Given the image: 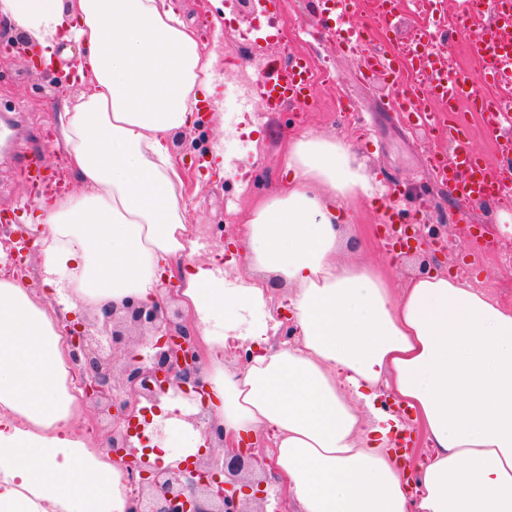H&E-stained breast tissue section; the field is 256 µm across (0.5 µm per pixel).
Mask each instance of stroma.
Segmentation results:
<instances>
[{
    "label": "stroma",
    "instance_id": "obj_1",
    "mask_svg": "<svg viewBox=\"0 0 512 512\" xmlns=\"http://www.w3.org/2000/svg\"><path fill=\"white\" fill-rule=\"evenodd\" d=\"M226 0H180L185 22L204 52L214 57L220 76L218 103L204 126L180 130L170 137V149L188 169L192 184L184 197L193 215L202 255H209L253 199L268 195L284 179L279 148L293 134L312 131L347 144L365 165L376 188L375 204L350 205V221L363 249L355 261L386 266L380 242L381 209L418 215L421 224L440 225L448 249L439 254L436 271L459 275L487 291L500 303L512 305V235L495 231L493 206L460 202L427 172L430 154L449 155L447 135L424 126H407L393 112L411 75L363 79V54L344 49L321 17V0H264L255 8L229 13ZM274 33L280 47L274 53L243 55L244 36ZM71 42L58 51L49 69L32 67L22 58L0 56V117L10 122V138L0 140V211L23 215L37 190L19 175L22 157L48 141L45 162L63 168L57 144V117L66 101L75 99L79 84L64 77L77 56ZM306 59L316 71L315 102L311 108L269 112L255 96V83L273 62ZM224 148L223 174H206L198 158L213 145Z\"/></svg>",
    "mask_w": 512,
    "mask_h": 512
}]
</instances>
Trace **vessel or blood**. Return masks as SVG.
Here are the masks:
<instances>
[{
  "label": "vessel or blood",
  "mask_w": 512,
  "mask_h": 512,
  "mask_svg": "<svg viewBox=\"0 0 512 512\" xmlns=\"http://www.w3.org/2000/svg\"><path fill=\"white\" fill-rule=\"evenodd\" d=\"M323 19L336 36L358 49L369 41V33L351 22L352 0H323ZM492 21L482 31L471 33L464 19L470 13V0H460L458 15L463 22L447 31L449 38L466 37L470 54L478 60L476 74H466L450 67L429 73L426 83L415 85L407 99L406 120H420L432 130H447L456 147L451 157H432L430 164L438 178L448 184L460 202L474 199L499 200L512 196V167L504 171L490 169L484 159L474 153L464 139L462 107L483 112L485 134L512 148V102L489 101L478 91L479 85L492 84L512 88V0H488ZM258 91L266 104L286 101L308 107L314 94V83L307 67L298 60L275 65L258 80ZM27 179L50 187L55 183L40 153L25 162Z\"/></svg>",
  "instance_id": "b4317fda"
}]
</instances>
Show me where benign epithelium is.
<instances>
[{
  "label": "benign epithelium",
  "mask_w": 512,
  "mask_h": 512,
  "mask_svg": "<svg viewBox=\"0 0 512 512\" xmlns=\"http://www.w3.org/2000/svg\"><path fill=\"white\" fill-rule=\"evenodd\" d=\"M447 242L431 232L420 234L416 253L421 268L436 257ZM163 303H145L135 297L113 305L103 315H93L66 329L73 359L84 364L77 371L79 386L94 411L112 419L107 444L121 464L133 492L129 512H265L259 504L267 497L261 480L242 476L245 469L271 465L255 448L230 444L223 427L205 412L189 417L219 448L218 457H205L178 469H150L138 456L125 426L141 400L155 402L172 386L184 395L203 392L200 356L192 331L179 322L172 309L177 284H164Z\"/></svg>",
  "instance_id": "obj_1"
}]
</instances>
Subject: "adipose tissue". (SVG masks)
<instances>
[{
    "mask_svg": "<svg viewBox=\"0 0 512 512\" xmlns=\"http://www.w3.org/2000/svg\"><path fill=\"white\" fill-rule=\"evenodd\" d=\"M52 65L59 43L82 52L83 93L58 116L79 192L40 198L32 229L48 292L0 280V512H127L125 474L81 429L64 322L133 296L180 305L203 354L207 402L159 398L163 468L198 455L203 412L234 440L272 438L298 512H512V307L434 272L394 290L373 264L340 257L347 207L374 199L350 145L308 131L280 149L287 181L241 216L243 249L197 260L185 172L169 148L216 94L213 60L175 0H0ZM248 273L229 282L225 264ZM287 285L294 341L268 285ZM251 353L224 363L228 340ZM408 408L431 455L408 463L389 446Z\"/></svg>",
    "mask_w": 512,
    "mask_h": 512,
    "instance_id": "ef3b65f1",
    "label": "adipose tissue"
}]
</instances>
